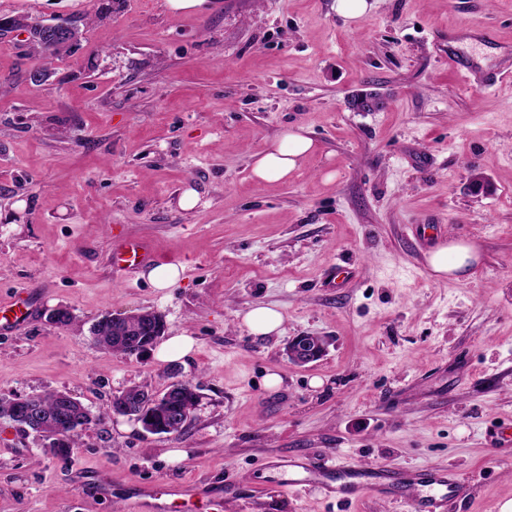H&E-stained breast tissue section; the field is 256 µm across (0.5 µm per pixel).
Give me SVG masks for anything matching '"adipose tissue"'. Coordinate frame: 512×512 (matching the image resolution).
<instances>
[{"mask_svg":"<svg viewBox=\"0 0 512 512\" xmlns=\"http://www.w3.org/2000/svg\"><path fill=\"white\" fill-rule=\"evenodd\" d=\"M314 148V141L300 130H286L280 139L253 154L252 174L261 183L285 180L297 169L300 159ZM476 258L473 246L451 241L433 250L427 257V263L435 278H459L468 274Z\"/></svg>","mask_w":512,"mask_h":512,"instance_id":"ef3b65f1","label":"adipose tissue"}]
</instances>
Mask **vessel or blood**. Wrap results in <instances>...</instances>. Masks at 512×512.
<instances>
[{
    "instance_id": "1",
    "label": "vessel or blood",
    "mask_w": 512,
    "mask_h": 512,
    "mask_svg": "<svg viewBox=\"0 0 512 512\" xmlns=\"http://www.w3.org/2000/svg\"><path fill=\"white\" fill-rule=\"evenodd\" d=\"M152 258L153 254L145 243L120 237L116 240L112 266L124 271ZM274 469L277 483L286 491L307 485L320 489L326 497L337 498L352 493L358 487L356 468L337 458L318 463L286 458L276 462ZM422 483L426 488L425 494L403 497L407 512H445L459 488L456 477L445 469L425 471ZM399 487L396 474L381 468L367 492L381 496ZM127 509L128 512H222L223 503L220 496L197 491L191 486L153 484L132 493L127 500Z\"/></svg>"
}]
</instances>
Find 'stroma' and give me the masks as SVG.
<instances>
[{
    "mask_svg": "<svg viewBox=\"0 0 512 512\" xmlns=\"http://www.w3.org/2000/svg\"><path fill=\"white\" fill-rule=\"evenodd\" d=\"M120 2L41 84L29 42L0 35V305L33 303L0 330V398L62 391L97 417L66 457L0 418V512H126L154 482L223 493L224 512H403L310 488L226 492L273 453L449 469L447 512H512V0H368L357 20L336 0ZM94 10L0 0L42 24ZM457 30L502 82L449 66ZM290 128L317 152L257 185L252 155ZM117 233L180 280L115 276ZM451 238L478 261L434 280L426 257ZM255 304L282 314L280 333L242 324ZM57 307L70 326L46 321ZM141 309L193 352L92 342L97 320ZM303 334L329 345L298 366L285 348ZM175 374L201 395L182 433L106 414L112 394ZM194 339L189 336H172L158 351L157 358L165 361L170 354L176 353L180 357L188 355L194 347Z\"/></svg>",
    "mask_w": 512,
    "mask_h": 512,
    "instance_id": "1",
    "label": "stroma"
}]
</instances>
